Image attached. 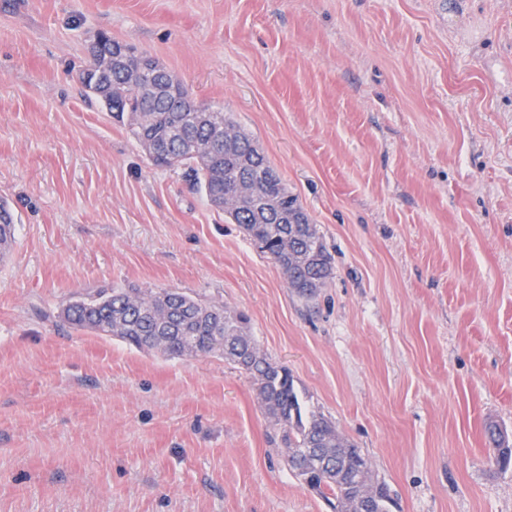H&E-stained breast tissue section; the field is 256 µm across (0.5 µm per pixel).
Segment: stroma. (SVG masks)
Masks as SVG:
<instances>
[{"mask_svg": "<svg viewBox=\"0 0 512 512\" xmlns=\"http://www.w3.org/2000/svg\"><path fill=\"white\" fill-rule=\"evenodd\" d=\"M248 133L332 256L289 288L81 82L97 32ZM0 512H333L244 373L64 323L94 288L244 313L393 512H512V0H0ZM15 217L11 207L5 201H0V259L2 246L6 249L3 259L9 254L14 240ZM487 435L493 446L495 464L501 468L508 466L512 462V439H510L507 431L491 424L487 428Z\"/></svg>", "mask_w": 512, "mask_h": 512, "instance_id": "obj_1", "label": "stroma"}]
</instances>
